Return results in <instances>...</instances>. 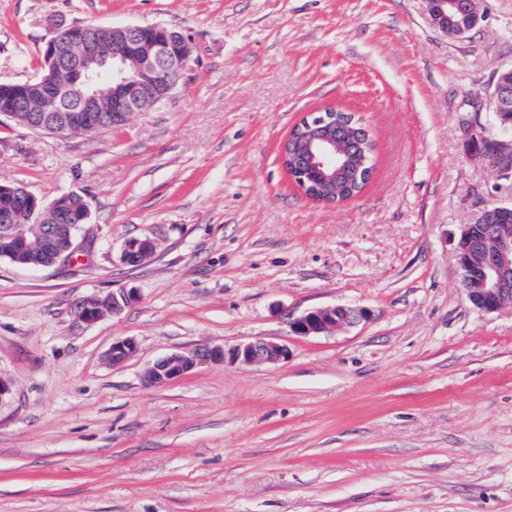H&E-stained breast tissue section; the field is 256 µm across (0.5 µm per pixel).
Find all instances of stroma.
Wrapping results in <instances>:
<instances>
[{"label": "stroma", "mask_w": 512, "mask_h": 512, "mask_svg": "<svg viewBox=\"0 0 512 512\" xmlns=\"http://www.w3.org/2000/svg\"><path fill=\"white\" fill-rule=\"evenodd\" d=\"M462 38L427 0H0V82L39 78L62 27L161 24L191 40L162 106L80 137L0 115V183L82 195L68 265L0 258V512H512V307L468 301L454 239L512 204L473 156L471 89L512 66V0ZM361 113L375 171L314 202L279 149L323 106ZM154 255L121 261L131 238ZM137 299L94 323L73 304ZM365 321L300 337L320 307ZM134 357L106 364L113 341ZM254 339L274 365L202 366L163 387L157 358Z\"/></svg>", "instance_id": "35a3bbf8"}]
</instances>
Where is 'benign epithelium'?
<instances>
[{
    "mask_svg": "<svg viewBox=\"0 0 512 512\" xmlns=\"http://www.w3.org/2000/svg\"><path fill=\"white\" fill-rule=\"evenodd\" d=\"M433 25L450 37L461 38L472 31L482 18V0H428ZM110 28L93 26L83 36L84 51L77 58L63 53L62 42L51 39L46 54L55 66L65 65L82 80L86 91L80 104L70 112L54 116L43 115L29 126L56 136H66L73 127L93 131L102 119L97 98L92 92L99 71L92 64L105 62L112 70V111L130 114L140 112L146 104L159 107L168 101L182 79L192 55L188 36L176 29L160 25H127L112 30V48L103 46L101 34ZM473 112L494 113L496 135L485 131L471 132V140L485 146L474 154L490 158L496 176L512 177V67L499 70L493 81L488 102L479 99L467 101ZM337 109L326 107L306 114L297 124L281 149L283 165L298 153L316 167L321 184L331 189L340 181L336 178L343 168L372 167L367 151L352 152L347 140L336 134ZM18 199L17 209L0 215V257L32 269L46 268L71 261L79 252L78 235L81 225L90 218L89 206H83L80 223L68 224L74 208V193L64 194L49 204L20 186L12 189ZM507 206L497 202L483 205L474 220L461 227L455 243V257L461 283L470 303L484 312L495 311L512 304V225L495 224L494 217ZM39 217L46 221L38 247H31L25 236L23 218ZM156 250L150 238H131L122 250L125 264H139ZM136 298L133 290H119L107 295H96L73 305V314L81 322L92 323L107 314H118ZM366 312L343 305L314 309L289 322L291 332L309 337L331 334L336 330L358 323ZM137 342L124 338L112 343L106 353V363L117 366L125 363L137 352ZM284 344L255 340L240 344L230 351L222 346H201L171 352L150 364L144 372V381L151 386H164L189 375L196 368L222 363L225 358L242 365L276 364L288 359Z\"/></svg>",
    "mask_w": 512,
    "mask_h": 512,
    "instance_id": "obj_1",
    "label": "benign epithelium"
}]
</instances>
